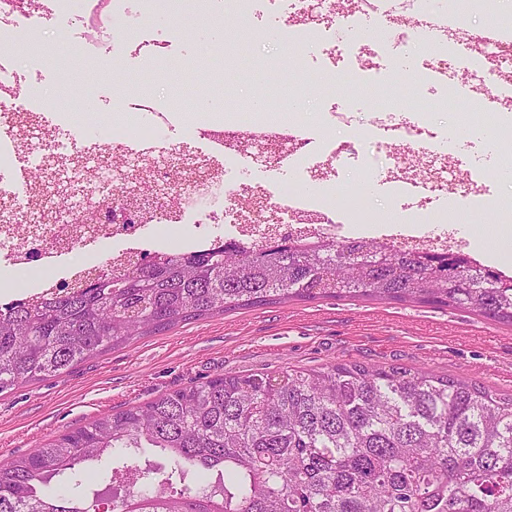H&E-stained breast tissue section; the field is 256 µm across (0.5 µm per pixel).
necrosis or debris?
I'll return each instance as SVG.
<instances>
[{
	"instance_id": "1",
	"label": "necrosis or debris",
	"mask_w": 512,
	"mask_h": 512,
	"mask_svg": "<svg viewBox=\"0 0 512 512\" xmlns=\"http://www.w3.org/2000/svg\"><path fill=\"white\" fill-rule=\"evenodd\" d=\"M157 0H110L108 17L90 19L89 0H0V85L13 83L18 41L39 32L46 12L63 30L81 32L100 54L125 49L131 31L143 48L157 51L186 41L180 25L163 31L149 26ZM211 23L227 31L247 28L256 38L287 39L292 72L305 82L265 111L277 119L250 124L235 110L199 125L176 128L162 103L140 97L136 76L123 70L115 83L121 119L106 128L65 129L48 113L86 114L83 99L64 90L45 109L31 107L25 93L0 97V173L13 168L28 128L42 127L43 150L30 158L31 170L46 174L59 160L92 150L101 164L78 178L77 195L44 210L46 183L27 181L23 191L0 176V273L54 269L16 294L24 302L63 282L123 270L132 256L176 248L190 252L221 244L249 249L269 239L369 237L389 246L430 252L458 251L466 243L447 226L449 208L491 209L490 179L512 169V28L501 27L491 45L481 44L471 16L487 0H197ZM440 28L433 40L425 32ZM398 77L420 89L462 97L484 111L494 132L486 146L494 168L460 165L464 140L438 127L428 110L398 104L395 96L377 105L331 98L337 83ZM324 101L316 121L300 107L312 95ZM344 137H333L335 128ZM265 147L256 156L250 146ZM135 174L146 191L130 197L116 181ZM363 176L356 196H337L336 185L350 172ZM386 186L398 208L372 213L364 200ZM94 221H87V211ZM82 261H75V254Z\"/></svg>"
}]
</instances>
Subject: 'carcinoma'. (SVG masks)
Returning <instances> with one entry per match:
<instances>
[{
	"mask_svg": "<svg viewBox=\"0 0 512 512\" xmlns=\"http://www.w3.org/2000/svg\"><path fill=\"white\" fill-rule=\"evenodd\" d=\"M460 307L512 325V277L458 253L286 237L250 250L142 254L117 274L0 302V393L181 322L358 298ZM140 493L112 512H512V397L432 370L333 364L227 373L102 416L0 461V512H101L84 472ZM211 479L195 492L189 475ZM56 482L69 497L45 492ZM162 462V460L156 456L151 455H138L133 456L130 454H121L114 456V458L110 460V464L107 469H90L88 471L89 480L92 483V487L94 490H99L100 492H106V497H108L109 488L112 492V468H122V466L130 465V464H139L144 466L145 462Z\"/></svg>",
	"mask_w": 512,
	"mask_h": 512,
	"instance_id": "carcinoma-1",
	"label": "carcinoma"
}]
</instances>
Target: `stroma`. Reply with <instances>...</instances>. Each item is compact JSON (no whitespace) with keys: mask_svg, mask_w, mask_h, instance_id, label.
<instances>
[{"mask_svg":"<svg viewBox=\"0 0 512 512\" xmlns=\"http://www.w3.org/2000/svg\"><path fill=\"white\" fill-rule=\"evenodd\" d=\"M174 22L189 32V40L173 55L146 63L128 48L103 60L86 56L77 39L59 36L55 16L44 15L39 34L24 38L17 50L25 92L39 107L55 95L59 82H67L107 124L116 116L111 72L122 66L139 71L144 94L172 98L185 121H207L211 113L190 89L186 73L205 72L206 95L223 101L224 65L233 62L236 41L174 0L150 18L158 29ZM34 56L49 59L50 68L31 69L28 60ZM336 363L425 367L509 396L512 326L463 308L367 297L292 301L190 320L0 393V460L103 415L228 372L280 373Z\"/></svg>","mask_w":512,"mask_h":512,"instance_id":"obj_1","label":"stroma"}]
</instances>
